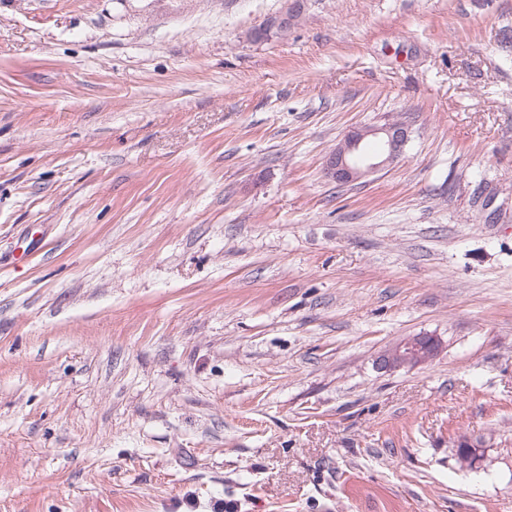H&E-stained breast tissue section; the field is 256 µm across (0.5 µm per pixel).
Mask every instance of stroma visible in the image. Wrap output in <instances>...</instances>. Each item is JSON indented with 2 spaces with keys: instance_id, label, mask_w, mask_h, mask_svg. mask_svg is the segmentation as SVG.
<instances>
[{
  "instance_id": "stroma-1",
  "label": "stroma",
  "mask_w": 512,
  "mask_h": 512,
  "mask_svg": "<svg viewBox=\"0 0 512 512\" xmlns=\"http://www.w3.org/2000/svg\"><path fill=\"white\" fill-rule=\"evenodd\" d=\"M285 6L0 0V512H512V0ZM304 2L300 0L289 1L288 6L277 16L271 18L264 24L265 28L288 30L293 26L295 18L298 13L303 9ZM267 33V29L259 28L255 31V37L260 39L261 36ZM378 137L383 150L379 155L365 151V140ZM409 131L402 122L364 126L350 130L328 156L325 175L333 182L350 184L383 170L403 153ZM440 348L441 342L435 336H408L383 352L377 364L384 370L415 367L432 360Z\"/></svg>"
}]
</instances>
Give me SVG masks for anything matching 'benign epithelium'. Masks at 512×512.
I'll return each mask as SVG.
<instances>
[{"label": "benign epithelium", "mask_w": 512, "mask_h": 512, "mask_svg": "<svg viewBox=\"0 0 512 512\" xmlns=\"http://www.w3.org/2000/svg\"><path fill=\"white\" fill-rule=\"evenodd\" d=\"M302 0H289L288 6L268 20L264 27L288 30L303 9ZM409 131L402 122L364 126L350 130L328 156L325 175L339 184H350L383 170L403 153ZM435 336H408L383 352L378 366L384 370L411 368L432 360L440 351Z\"/></svg>", "instance_id": "7a95c632"}]
</instances>
